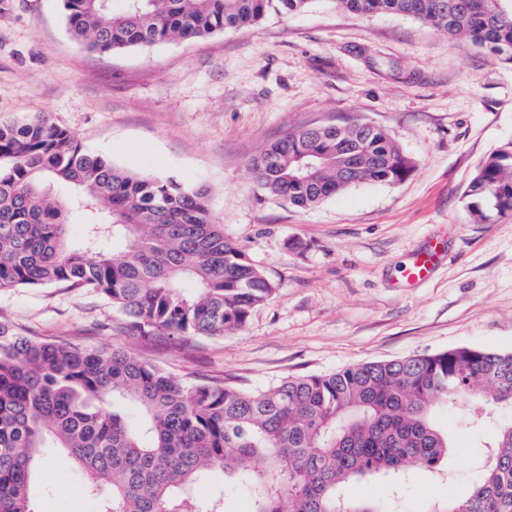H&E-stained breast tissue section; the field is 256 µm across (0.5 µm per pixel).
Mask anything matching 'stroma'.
<instances>
[{"label": "stroma", "instance_id": "obj_1", "mask_svg": "<svg viewBox=\"0 0 512 512\" xmlns=\"http://www.w3.org/2000/svg\"><path fill=\"white\" fill-rule=\"evenodd\" d=\"M47 114L85 147L145 175L202 183L226 238L272 281L247 324L221 337L132 334L85 288H0V319L25 336L123 348L187 382L252 390L282 377L461 346L512 352V215L475 222L464 196L478 165L512 139V63L397 14L330 0L204 38L109 53L68 34L61 0H0V124ZM353 118L415 162L310 209L263 194L250 161L288 129ZM439 245L431 277L404 267ZM441 418L454 450L415 468L405 508L467 492L491 430ZM37 512H95L72 464L50 456Z\"/></svg>", "mask_w": 512, "mask_h": 512}]
</instances>
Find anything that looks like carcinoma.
<instances>
[{"label":"carcinoma","instance_id":"1","mask_svg":"<svg viewBox=\"0 0 512 512\" xmlns=\"http://www.w3.org/2000/svg\"><path fill=\"white\" fill-rule=\"evenodd\" d=\"M315 0H62L67 31L90 51L181 42L304 12ZM361 15L398 14L512 63V0H332ZM0 288H90L141 336H222L245 326L275 286L224 238L209 189L117 167L47 116L0 126ZM354 182L397 184L415 162L382 128L352 119L291 128L250 167L258 188L299 209ZM481 221L512 212V141L465 190ZM486 402L491 426L470 492L428 512H512V352L463 346L286 376L263 390L187 383L120 347L23 336L0 320V512H36L51 488L44 455L70 460L97 512H224L243 490L251 512H398L415 464L437 473L451 431L437 417ZM132 404L137 423L122 413ZM382 478L385 502L352 500Z\"/></svg>","mask_w":512,"mask_h":512}]
</instances>
